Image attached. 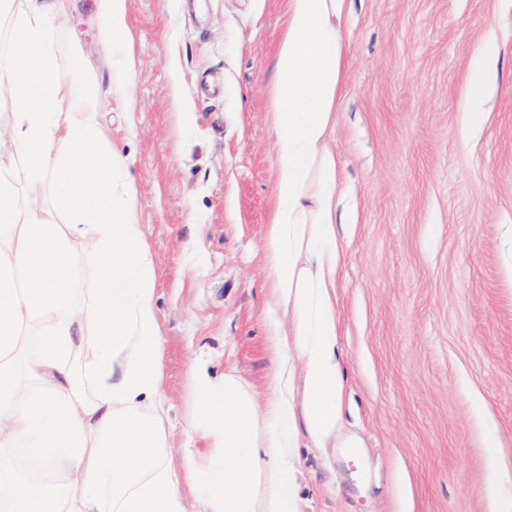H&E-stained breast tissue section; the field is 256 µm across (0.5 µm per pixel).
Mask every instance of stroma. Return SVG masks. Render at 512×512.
Instances as JSON below:
<instances>
[{
    "mask_svg": "<svg viewBox=\"0 0 512 512\" xmlns=\"http://www.w3.org/2000/svg\"><path fill=\"white\" fill-rule=\"evenodd\" d=\"M56 75L107 82L98 0ZM285 0H128L129 75L98 140L126 158L154 258L174 443L189 370L272 372L264 238ZM329 145L353 219L337 311L341 446L296 451L306 512H492L512 494V0H348ZM492 72L469 126L471 64Z\"/></svg>",
    "mask_w": 512,
    "mask_h": 512,
    "instance_id": "1",
    "label": "stroma"
}]
</instances>
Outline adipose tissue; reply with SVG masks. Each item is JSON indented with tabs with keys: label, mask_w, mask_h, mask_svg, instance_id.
Here are the masks:
<instances>
[{
	"label": "adipose tissue",
	"mask_w": 512,
	"mask_h": 512,
	"mask_svg": "<svg viewBox=\"0 0 512 512\" xmlns=\"http://www.w3.org/2000/svg\"><path fill=\"white\" fill-rule=\"evenodd\" d=\"M345 0H286L273 60L270 116L274 206L265 233L267 281L277 315L266 395L234 373H190L193 407L173 465L170 407L160 369L152 254L126 162L94 147L98 103L75 105L54 73L51 45L67 0H26L16 29L36 47L0 39V90L17 112L0 146V488L7 512H305L296 448H329L343 420L336 283L343 242L338 163L327 133L341 92ZM71 214L60 224L36 193L45 178ZM26 196H19L18 183ZM96 239L99 251L78 242ZM97 270L90 306L75 274ZM81 355L82 375L70 367ZM211 445L195 447L196 437ZM26 446L54 477L24 481L14 450Z\"/></svg>",
	"instance_id": "obj_1"
}]
</instances>
